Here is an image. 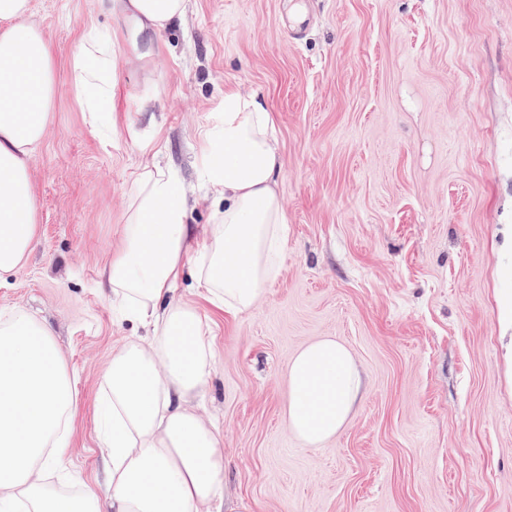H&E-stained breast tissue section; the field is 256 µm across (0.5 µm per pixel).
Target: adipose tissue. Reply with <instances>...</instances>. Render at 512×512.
Listing matches in <instances>:
<instances>
[{
	"mask_svg": "<svg viewBox=\"0 0 512 512\" xmlns=\"http://www.w3.org/2000/svg\"><path fill=\"white\" fill-rule=\"evenodd\" d=\"M102 2L131 32L140 60L186 8V0ZM28 11L29 0H0V281L37 237L31 162L58 93L54 54ZM71 69L85 111L111 103L116 64L95 30L82 34ZM202 141L223 205L207 244L192 251L183 184L154 164L135 183L124 245L112 258L113 301L150 333L124 345L106 375L104 495L45 484V471L69 448L75 392L47 323L22 312L0 322V512H222L224 435L192 407L209 374L211 324L174 292L193 263L199 285L226 313L250 310L279 273L287 219L274 118L262 97L225 93L222 119ZM287 378L290 429L322 447L361 396L350 351L330 338L313 341L291 359Z\"/></svg>",
	"mask_w": 512,
	"mask_h": 512,
	"instance_id": "1",
	"label": "adipose tissue"
}]
</instances>
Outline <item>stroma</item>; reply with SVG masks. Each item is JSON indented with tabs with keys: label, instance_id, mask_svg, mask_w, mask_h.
Masks as SVG:
<instances>
[{
	"label": "stroma",
	"instance_id": "1",
	"mask_svg": "<svg viewBox=\"0 0 512 512\" xmlns=\"http://www.w3.org/2000/svg\"><path fill=\"white\" fill-rule=\"evenodd\" d=\"M59 93L31 164L39 234L0 286V316L48 322L74 381L69 450L46 474L104 493L100 406L112 355L143 327L107 274L135 181L177 170L195 231L215 201L200 131L224 93L275 117L287 244L255 307L231 316L192 275L175 296L212 324L194 406L224 431V512H512V0H186L181 24L129 66L101 0H29ZM112 39V114L91 125L70 61L84 29ZM166 141L153 157L148 143ZM331 337L361 398L305 446L285 418L287 367Z\"/></svg>",
	"mask_w": 512,
	"mask_h": 512
}]
</instances>
